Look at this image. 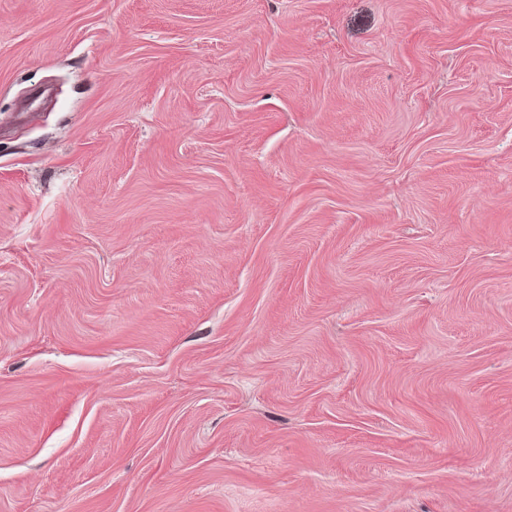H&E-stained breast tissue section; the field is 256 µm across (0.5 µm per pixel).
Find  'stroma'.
<instances>
[{"label":"stroma","instance_id":"35a3bbf8","mask_svg":"<svg viewBox=\"0 0 512 512\" xmlns=\"http://www.w3.org/2000/svg\"><path fill=\"white\" fill-rule=\"evenodd\" d=\"M0 512H512V0H0Z\"/></svg>","mask_w":512,"mask_h":512}]
</instances>
